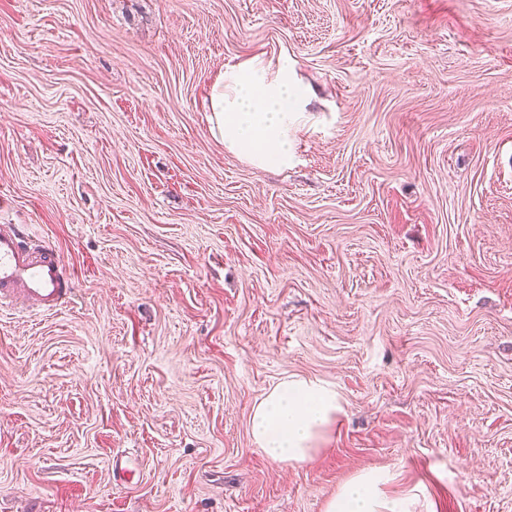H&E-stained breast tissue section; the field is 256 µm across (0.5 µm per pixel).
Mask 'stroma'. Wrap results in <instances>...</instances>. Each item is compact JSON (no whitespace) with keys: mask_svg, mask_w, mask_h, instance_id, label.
Segmentation results:
<instances>
[{"mask_svg":"<svg viewBox=\"0 0 512 512\" xmlns=\"http://www.w3.org/2000/svg\"><path fill=\"white\" fill-rule=\"evenodd\" d=\"M287 58L295 154L210 131L225 70ZM0 224L75 272L0 311V512H512V0H0ZM292 376L342 411L271 461ZM342 411L333 387L320 380L286 379L252 408L251 432L279 465L308 461ZM391 477L376 471H362L337 491L326 512H411L412 499L390 497L382 492Z\"/></svg>","mask_w":512,"mask_h":512,"instance_id":"1","label":"stroma"}]
</instances>
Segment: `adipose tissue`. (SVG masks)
<instances>
[{
    "label": "adipose tissue",
    "instance_id": "obj_1",
    "mask_svg": "<svg viewBox=\"0 0 512 512\" xmlns=\"http://www.w3.org/2000/svg\"><path fill=\"white\" fill-rule=\"evenodd\" d=\"M305 88L287 61L260 58L224 71L209 95V122L229 152L260 168L287 166L293 158L290 128L304 112ZM341 407L333 387L294 377L282 381L252 409L251 432L280 465L308 461L336 421ZM389 475L363 471L344 483L326 512H411L408 497L382 491Z\"/></svg>",
    "mask_w": 512,
    "mask_h": 512
}]
</instances>
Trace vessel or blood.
<instances>
[{
  "mask_svg": "<svg viewBox=\"0 0 512 512\" xmlns=\"http://www.w3.org/2000/svg\"><path fill=\"white\" fill-rule=\"evenodd\" d=\"M74 285L73 271L51 245L30 244L22 225H0V306L53 312L67 306Z\"/></svg>",
  "mask_w": 512,
  "mask_h": 512,
  "instance_id": "b4317fda",
  "label": "vessel or blood"
}]
</instances>
